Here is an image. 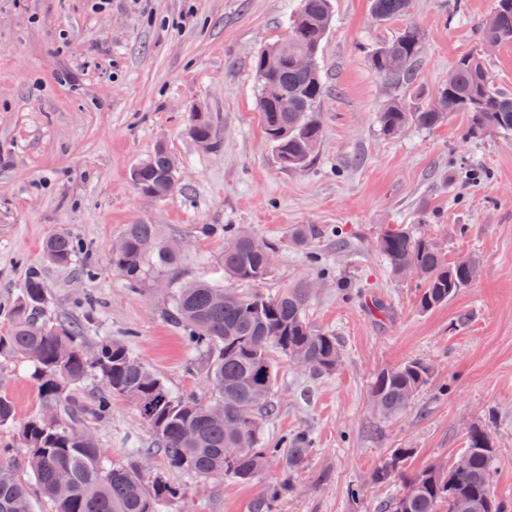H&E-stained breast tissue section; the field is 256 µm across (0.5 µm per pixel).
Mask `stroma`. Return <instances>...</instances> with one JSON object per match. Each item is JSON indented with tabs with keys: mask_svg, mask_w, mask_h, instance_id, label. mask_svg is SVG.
I'll list each match as a JSON object with an SVG mask.
<instances>
[{
	"mask_svg": "<svg viewBox=\"0 0 512 512\" xmlns=\"http://www.w3.org/2000/svg\"><path fill=\"white\" fill-rule=\"evenodd\" d=\"M371 3L333 0L319 56L321 144L308 166L285 170L263 132L253 56L284 38L299 0H111L103 10L93 0H0V308L37 271L45 318L91 317L96 335L122 339L173 393L204 395L203 361L161 313L168 278L150 273L129 287L112 245L126 225H157L184 252L173 278L219 282L224 227L234 224L278 248L260 291L309 282L307 316L340 344L342 364L327 376L280 363L279 411L264 436L308 431L305 467L287 475L274 459L253 483L227 479L202 494L185 477L174 512H254L264 487L283 479L271 512H377L396 487L371 474L392 449H414V475L456 459L477 424L498 451L492 485L512 501V138H466L463 112L384 136L378 113L399 93L368 64L405 22L416 24L425 50L418 87L404 96L421 105L460 55L479 49L492 0H413L407 20L385 22ZM193 111L213 119L220 148L190 138ZM161 145L179 161L182 190L153 200L130 172ZM389 224L412 225L449 259L475 258L476 280L421 311L418 281L395 277L375 249ZM300 227L312 236L297 240ZM56 231L80 242L70 266L44 257ZM87 296L93 309L81 305ZM377 303L389 317L373 315ZM414 358L431 366V381L407 414L381 416L369 396L375 375ZM1 391L19 419L41 413L22 360L0 359ZM91 427L116 462L151 442L121 397ZM353 485L360 499L349 497Z\"/></svg>",
	"mask_w": 512,
	"mask_h": 512,
	"instance_id": "stroma-1",
	"label": "stroma"
}]
</instances>
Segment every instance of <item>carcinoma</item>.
I'll return each mask as SVG.
<instances>
[{
  "label": "carcinoma",
  "instance_id": "1",
  "mask_svg": "<svg viewBox=\"0 0 512 512\" xmlns=\"http://www.w3.org/2000/svg\"><path fill=\"white\" fill-rule=\"evenodd\" d=\"M412 4L372 0L374 13L384 21L406 17ZM332 19L331 0H300L289 19L288 36L253 57L264 134L285 169L306 165L321 141L313 112L325 86L316 59ZM480 39L488 46L512 44V0H494ZM421 55L422 35L408 25L372 50L369 65L378 77L408 88L415 83ZM297 57L309 58L310 65H295ZM454 112L468 114L469 138L512 133V94L494 87L479 53L459 57L448 84L420 108L393 99L379 112L378 121L384 135L395 137L411 125L434 128ZM189 123L199 147L218 148L209 116L192 112ZM174 164L175 157L159 146L133 169L131 179L166 198L181 190ZM121 240L123 248L112 251V267L132 288L148 272L167 273L182 260V253L170 249L155 224H128ZM376 247L393 274L420 279L423 311L448 303L478 272L471 259L448 261L432 239L416 234L408 224L387 225ZM78 251V241L69 232H54L43 244L46 260L57 265L71 263ZM276 252L275 246L251 233L224 225L220 263L226 277L256 285L270 272L267 256ZM309 296L306 283L273 297L208 280L175 288L166 319L182 334L187 349L205 359L210 399L202 401L171 392L122 340L102 336L92 356H86L81 341L85 326L72 319L42 318L46 288L38 273H30L16 303L4 313L7 328L0 332V358H20L28 364L44 412L20 421L12 399L0 393V426L16 428L26 448L23 469L29 475L22 477L10 449L0 448V470L9 473L8 481H0V512H33L34 487L51 512H170L185 498L186 488L163 473L145 478L138 459L151 450L162 456L167 471L210 483L229 477L249 484L271 458L279 459L290 473L300 470L312 450L309 433H286L269 443L262 426L278 410L271 398L277 379L274 354L315 375H329L340 365L336 336L306 316ZM430 375L431 367L417 359L382 369L371 386L375 407L384 416L407 412ZM93 377L106 388L81 397L82 386ZM114 397L131 400L153 436L152 449L133 448L122 463L109 461L86 427L88 420L110 412ZM414 453L413 448L393 449L373 473V482L404 476ZM464 453V466L428 467L378 512H512V503L492 489L497 448L489 431L471 427Z\"/></svg>",
  "mask_w": 512,
  "mask_h": 512
}]
</instances>
